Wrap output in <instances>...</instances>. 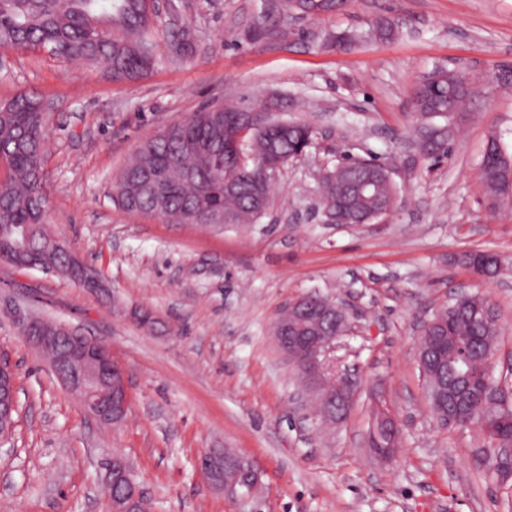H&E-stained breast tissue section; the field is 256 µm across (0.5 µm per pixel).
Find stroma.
<instances>
[{
    "instance_id": "obj_1",
    "label": "stroma",
    "mask_w": 512,
    "mask_h": 512,
    "mask_svg": "<svg viewBox=\"0 0 512 512\" xmlns=\"http://www.w3.org/2000/svg\"><path fill=\"white\" fill-rule=\"evenodd\" d=\"M263 0H164L160 46L143 79L66 64L38 49L0 52V100L31 91L50 102L47 225L99 285L0 262V357L14 367L18 412L0 442V512H106V466L122 456L152 512H512V480L476 464L480 433L442 427L417 361L424 325L461 288L454 259L497 254L502 272L478 287L499 312L491 369L512 384V207L490 208L480 161L491 135L512 156V0H348L336 13L293 15L280 37L246 35ZM390 40L344 52L339 32L381 20ZM480 77L483 93L455 128L449 155L416 148L412 89L435 68ZM277 95L280 120L314 142L278 170L254 224H171L127 213L112 181L128 154L168 124L231 98ZM391 164L400 188L386 217L328 224L317 210L324 167L343 156ZM316 293L344 308L351 330L336 356L359 390L346 418L316 419L273 325L290 301ZM79 328L127 373L130 406L94 422L23 334L29 317ZM397 421L399 453L366 444L373 398ZM210 448L246 454L261 473L244 503L208 485Z\"/></svg>"
}]
</instances>
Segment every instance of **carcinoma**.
<instances>
[{
    "instance_id": "1",
    "label": "carcinoma",
    "mask_w": 512,
    "mask_h": 512,
    "mask_svg": "<svg viewBox=\"0 0 512 512\" xmlns=\"http://www.w3.org/2000/svg\"><path fill=\"white\" fill-rule=\"evenodd\" d=\"M334 0H271L265 4L253 39L282 33L272 17L288 12L331 13ZM156 9L147 0H0V47L46 48L64 61L88 66L104 65L114 81H133L148 75L159 47ZM396 27L387 25L365 35L337 34L326 46L350 50L372 39H388ZM476 93L454 68H438L417 83L413 107L427 120L442 118L444 126L466 117V108ZM39 97L22 92L0 102V158L9 178L0 184V252H17L38 266L65 263L63 251L51 247L44 222L48 199L43 195L39 173L44 166V145L48 114L34 104ZM240 109L213 105L160 130L141 142L119 170L112 184V198L129 213L160 217L176 224H191L205 211L225 224H251L261 219L270 204L271 190L258 185L260 163L277 154L283 158L309 148L313 131L305 123H293L288 130L256 128L242 137L240 164L224 165V137L236 131ZM419 151L434 156L446 151V141L426 136ZM391 166L376 160L344 159L325 168L319 178L322 218L331 222L336 213L350 224H368L382 205L396 202L399 187L387 178ZM487 193L503 200L507 166L500 139L490 137L481 162ZM377 176L379 191L370 200L360 195L356 182L362 175ZM35 229L32 248L23 246L18 228ZM486 298L471 294L460 305L450 304L431 319V331L454 336L458 357L473 363L474 391L464 396L439 400L429 393L433 411L463 421L487 415L495 420L497 445L486 453L487 465L497 463V451L512 447V408L504 406L499 385L480 369L483 356L495 349L498 314L476 322L472 313L488 306Z\"/></svg>"
}]
</instances>
